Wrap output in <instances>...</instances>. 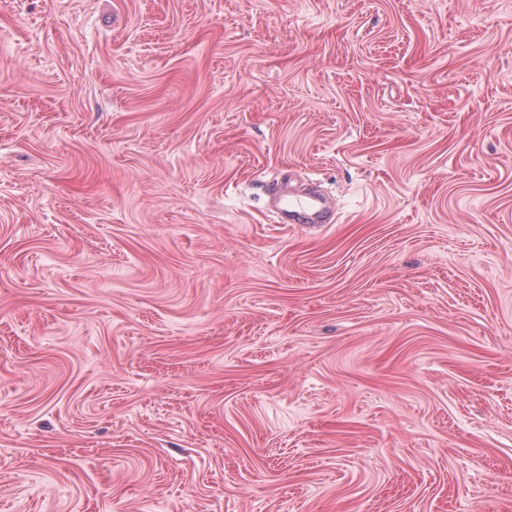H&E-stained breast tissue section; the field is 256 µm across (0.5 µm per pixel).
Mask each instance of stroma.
Returning <instances> with one entry per match:
<instances>
[{
  "mask_svg": "<svg viewBox=\"0 0 512 512\" xmlns=\"http://www.w3.org/2000/svg\"><path fill=\"white\" fill-rule=\"evenodd\" d=\"M0 512H512V0H0ZM288 180L277 179L271 184L270 192L275 199L288 200V206L282 207L278 214L281 224H331L333 209L327 198L317 190L298 189Z\"/></svg>",
  "mask_w": 512,
  "mask_h": 512,
  "instance_id": "1",
  "label": "stroma"
}]
</instances>
